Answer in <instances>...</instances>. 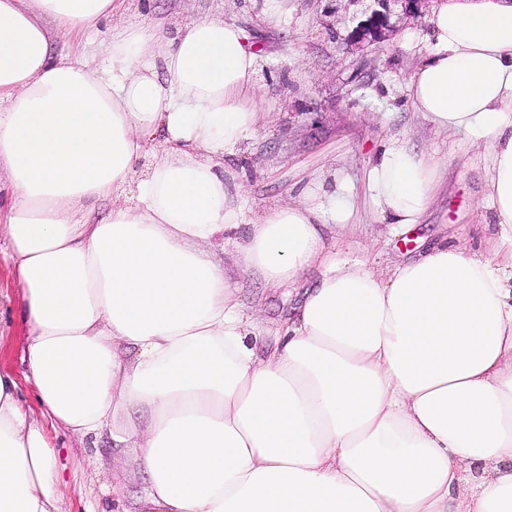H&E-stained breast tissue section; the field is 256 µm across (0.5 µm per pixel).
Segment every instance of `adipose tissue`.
Masks as SVG:
<instances>
[{
	"label": "adipose tissue",
	"instance_id": "adipose-tissue-1",
	"mask_svg": "<svg viewBox=\"0 0 512 512\" xmlns=\"http://www.w3.org/2000/svg\"><path fill=\"white\" fill-rule=\"evenodd\" d=\"M118 9L0 0V229L43 415L0 373V512H61L46 419L124 449L145 479L133 512H512V6L440 0L409 80L435 129L486 145L499 231L487 254L438 245L386 273L341 257L344 185L247 216L225 161L262 92L237 25L120 22L104 64L52 56ZM440 164L404 142L369 161L390 232L420 223ZM230 241L233 263L215 260ZM312 269L257 350L238 279Z\"/></svg>",
	"mask_w": 512,
	"mask_h": 512
}]
</instances>
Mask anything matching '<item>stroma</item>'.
I'll use <instances>...</instances> for the list:
<instances>
[{
    "label": "stroma",
    "instance_id": "obj_1",
    "mask_svg": "<svg viewBox=\"0 0 512 512\" xmlns=\"http://www.w3.org/2000/svg\"><path fill=\"white\" fill-rule=\"evenodd\" d=\"M264 0H124L121 22L163 24L210 15L224 16L247 33L261 56L259 81L265 115L248 147L228 164L239 175L242 202L258 214L298 201L304 192L349 184L362 195V174L375 154L407 140L436 153L443 162L440 188L422 224L406 236L388 234L379 215L358 204L345 231L342 257L367 258L377 270L419 259L438 244L467 243L485 249L493 212L477 207L485 193L484 151L461 132L435 131L409 102L408 81L431 50L429 20L393 15L396 32L377 46L347 45L352 13L325 15L323 0H280L278 19H267ZM315 272L297 284L265 287L244 276L238 281L245 310L261 309L264 343L274 340L278 323L288 318L311 287ZM22 290L13 267L0 258V371L11 374L32 414L40 407L26 375L27 326ZM58 457L65 512H119L132 506L142 481L124 480L115 471L120 451L110 437L91 441L60 425L48 426Z\"/></svg>",
    "mask_w": 512,
    "mask_h": 512
}]
</instances>
